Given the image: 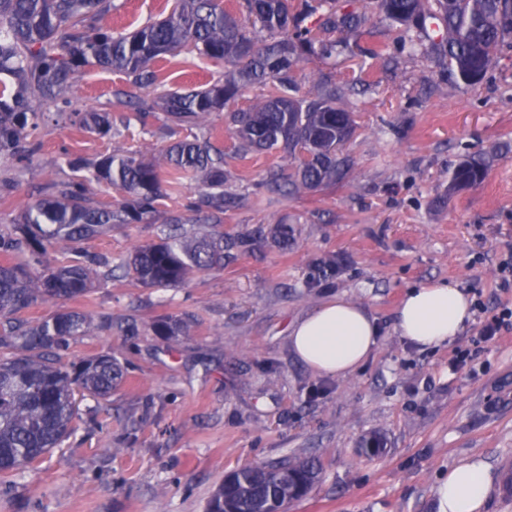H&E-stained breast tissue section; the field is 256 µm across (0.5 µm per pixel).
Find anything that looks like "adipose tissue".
I'll return each instance as SVG.
<instances>
[{
    "mask_svg": "<svg viewBox=\"0 0 512 512\" xmlns=\"http://www.w3.org/2000/svg\"><path fill=\"white\" fill-rule=\"evenodd\" d=\"M471 319L469 297L460 288L437 282L406 292L394 330L419 349H435L447 346ZM379 336L368 309L338 297L293 325L291 346L315 373L340 377L353 374L375 354ZM493 482L492 467L481 458L450 468L433 489L436 512H483Z\"/></svg>",
    "mask_w": 512,
    "mask_h": 512,
    "instance_id": "obj_1",
    "label": "adipose tissue"
}]
</instances>
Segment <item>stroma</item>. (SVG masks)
<instances>
[{"label":"stroma","instance_id":"obj_1","mask_svg":"<svg viewBox=\"0 0 512 512\" xmlns=\"http://www.w3.org/2000/svg\"><path fill=\"white\" fill-rule=\"evenodd\" d=\"M112 27L133 32L161 18L166 0H113ZM333 11L360 16L341 32L350 53L299 64L302 95L324 81L336 85L337 106L357 126L342 155L349 181L298 197L269 189L274 172L288 173L286 152H235L227 115L214 113L238 204L220 227L189 222L185 235L263 228L223 267L175 288H145L123 278L95 280L86 298L40 300L21 316L38 323L79 307L134 316L129 340L101 332L72 343L65 361L115 351L124 376L95 416L80 402L76 430L41 462L0 480V512H206L226 472L251 463L315 459L318 481L287 512H434L438 477L480 456L502 475L512 460V331L478 353L477 376L452 371L457 349L470 347L469 324L448 347L420 350L393 330L407 289L437 281L463 288L473 315L512 306L501 290L500 265L512 251V46L502 47L479 85L457 82L446 58L432 50L401 53L403 26L384 18L376 0H333ZM149 97L223 80L225 65L183 53L159 62ZM124 75L89 68L71 95L79 112L108 114L109 136L48 122L40 150L27 162L0 161V225L40 199L49 181H67L66 155L128 154L167 140L162 115L140 119L116 112L112 94ZM489 153L484 182L448 188L467 156ZM294 238L280 246L275 225ZM163 224H121L87 244L89 251L125 255L156 240ZM335 257L336 277L306 287L308 260ZM335 297L369 309L381 328L376 353L345 378L320 376L292 352L294 322ZM186 324L184 335H153L158 316ZM378 435L382 454L365 455L364 438Z\"/></svg>","mask_w":512,"mask_h":512}]
</instances>
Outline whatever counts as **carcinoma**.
<instances>
[{
	"instance_id": "carcinoma-1",
	"label": "carcinoma",
	"mask_w": 512,
	"mask_h": 512,
	"mask_svg": "<svg viewBox=\"0 0 512 512\" xmlns=\"http://www.w3.org/2000/svg\"><path fill=\"white\" fill-rule=\"evenodd\" d=\"M325 0H309L291 11L290 0H236L234 9L260 24L268 43L260 45L252 28L237 21L224 0H174L171 12L135 33L112 30V0H0V157L23 153L27 159L40 144L32 136L50 118L70 107L69 93L86 67L123 72L136 89L157 81L155 62L181 52L231 66L224 81L190 90H168L160 97L163 127L173 142L131 155L104 154L90 162L79 154L67 158L72 177L45 187V197L23 207L11 228L0 230V478L17 476L39 462L74 431L78 416L75 391L98 403L107 402L123 369L112 353L78 364L62 355L71 342L96 332L128 339L135 324L114 321L90 310L64 309L35 325L16 313L39 298L75 300L90 292L92 281L121 273L147 288L177 287L200 273L224 265V250L252 240L246 230L224 236L187 240L170 232L127 256L89 253L83 244L114 224H155L169 199L167 188L189 175L202 180L183 213L167 218L180 224L185 214H202L210 224L224 221V210L236 197L224 192V150L212 132L181 138L184 129L206 126L214 112L248 84L260 81L267 93L246 110L231 113L237 153L283 148L298 159L288 180V194L299 195L352 177L338 156L351 113L336 105L326 87L313 98L298 97L297 66L310 57H330L336 41L312 34L307 19ZM383 15L424 33L439 47L448 67L463 83L474 86L493 65L500 46L512 37V0H379ZM354 15L330 13L319 28L357 26ZM115 112L133 109L146 117L154 105L132 93H114ZM69 120L99 137L111 130L107 115L71 112ZM485 163L469 157L454 169L450 187L461 190L482 182ZM95 181L114 189L117 203L97 201L89 189ZM66 256L51 260L49 250ZM181 322L165 315L155 320L156 336H177ZM319 475L311 460L257 463L236 470L208 501L207 512H269L272 502L301 498Z\"/></svg>"
}]
</instances>
